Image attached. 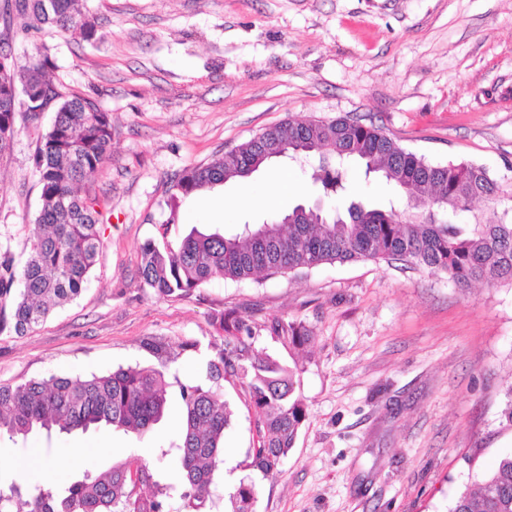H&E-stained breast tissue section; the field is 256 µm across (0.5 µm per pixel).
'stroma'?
I'll list each match as a JSON object with an SVG mask.
<instances>
[{
    "label": "stroma",
    "instance_id": "obj_1",
    "mask_svg": "<svg viewBox=\"0 0 512 512\" xmlns=\"http://www.w3.org/2000/svg\"><path fill=\"white\" fill-rule=\"evenodd\" d=\"M98 37L23 33L0 22V46L27 64L36 44L65 93L112 116V148L88 183L105 216L85 290L34 331L0 335V383L159 365L148 342L177 351L181 379L222 346L214 312L234 308L259 346L287 349L275 318L313 332L301 394L309 418L278 471L257 480V512H448L512 453L502 422L512 384V286L462 291L446 275L383 260L319 267L241 283L215 279L172 299L140 288L149 240L177 244L191 228L234 232L313 200L298 167L275 163L195 195L168 223L169 179L290 119L351 115L434 164L485 167L512 195V0H87ZM54 108L18 121L0 158V251L25 259L39 208L33 165ZM287 171L293 190L262 209L225 199ZM224 436L225 483L256 442L240 385ZM173 421L136 437L109 427L0 440V473L30 462L32 480L66 481L134 453L160 461Z\"/></svg>",
    "mask_w": 512,
    "mask_h": 512
}]
</instances>
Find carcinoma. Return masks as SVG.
<instances>
[{
	"label": "carcinoma",
	"mask_w": 512,
	"mask_h": 512,
	"mask_svg": "<svg viewBox=\"0 0 512 512\" xmlns=\"http://www.w3.org/2000/svg\"><path fill=\"white\" fill-rule=\"evenodd\" d=\"M25 20L24 31L50 29L90 41L97 23L84 0H7L0 13ZM53 65L42 44L26 65L0 51V157L10 150L17 119H32L50 103L59 106L41 134L34 165L41 207L29 225L28 252L16 268L9 251L0 253V335H22L57 307L76 298L89 280L101 245L102 211L85 180L109 156L112 119L92 99L63 94L47 77ZM36 88L37 103L19 91ZM286 153L311 171L319 209L300 203L260 224L233 234L192 228L178 244L141 247L139 287L162 297H185L213 279L242 282L258 275L291 273L357 260H398L448 276L456 287L512 285V209L498 208L503 190L487 170L471 163L435 165L401 147L374 124L340 117L290 120L263 131L236 150L206 164L184 168L171 179L167 223L179 220L184 199L237 178H245ZM391 188L386 207L358 200L347 211L326 202L347 190L351 164ZM420 202L409 207V200ZM475 200L490 204L470 224L458 213ZM273 240L259 247L257 233ZM224 348L206 363L205 374L181 380L170 371L176 354L161 367L120 366L91 376H52L18 384L0 383V438L12 441L34 431L70 434L101 425L139 437L168 412V388L179 389L177 440L159 459L174 457L175 484L157 479L159 470L136 454L99 473L85 470L60 484L0 477V512H16L27 497L28 512H170L177 498L182 512H212L221 498L224 433L233 409L224 383H239L253 419L257 446L249 449L245 474L228 493L226 512H256L257 476L278 468L307 420L300 393L302 369L290 367L256 346L255 331L235 309L212 315ZM272 339L290 350L314 340L301 321L276 318L266 326ZM450 512H512V453L500 458L477 489L460 493Z\"/></svg>",
	"instance_id": "cac0c4a2"
}]
</instances>
